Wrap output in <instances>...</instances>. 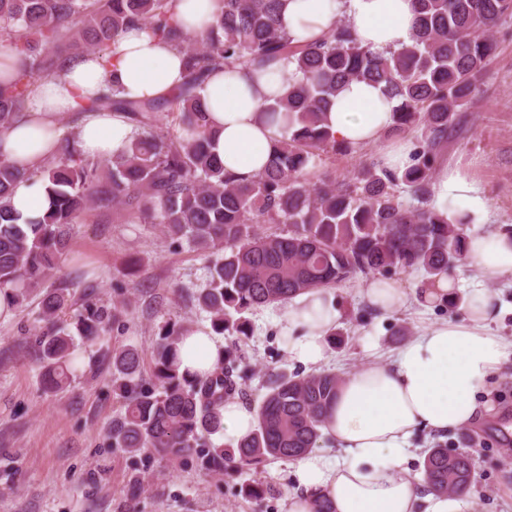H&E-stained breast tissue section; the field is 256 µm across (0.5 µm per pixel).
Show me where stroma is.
<instances>
[{"label":"stroma","instance_id":"stroma-1","mask_svg":"<svg viewBox=\"0 0 512 512\" xmlns=\"http://www.w3.org/2000/svg\"><path fill=\"white\" fill-rule=\"evenodd\" d=\"M498 48L475 95L448 131L445 163L466 168L488 192L491 221L475 225L490 235L512 226V20L498 26ZM380 146L348 156L321 154L314 176L347 179L375 160ZM206 261L187 245L173 243L156 224H141L124 207H93L72 227L71 249L59 261L50 285L76 298L85 291L114 306L120 315L99 343L79 350L80 361L69 385L47 391L38 360L40 292L29 294L13 316L0 320V512H284L294 489L290 463L276 460L264 470L275 495L246 498L253 471L202 470L192 459L158 455L130 456L115 448L108 427L124 409L112 388L107 352L136 348L143 376H151L158 333L166 320L207 324L206 313L190 295L205 285ZM395 280L405 288V307L377 312L365 300L366 278L334 287L340 318L336 340L327 346L325 370L346 375L371 361H388L419 329L437 320H461L462 307L428 303L421 294L426 277L402 272ZM482 283L498 313L491 324L497 335L512 339V276L482 279L466 271L457 291L465 298ZM283 306L254 310L252 334L240 343L248 377L240 401L257 403L271 374L298 368L288 355L278 320ZM487 407L476 422L436 436L420 431L412 445L415 457L404 473L420 478L419 459L435 443L473 450L476 482L462 499L464 512H512V449L493 428L512 419V366L492 377L483 397Z\"/></svg>","mask_w":512,"mask_h":512}]
</instances>
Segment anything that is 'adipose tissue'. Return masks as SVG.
Returning <instances> with one entry per match:
<instances>
[{"label":"adipose tissue","instance_id":"obj_1","mask_svg":"<svg viewBox=\"0 0 512 512\" xmlns=\"http://www.w3.org/2000/svg\"><path fill=\"white\" fill-rule=\"evenodd\" d=\"M345 22L358 43L374 52L409 43L414 31V0H282L279 26L295 39H315L336 22ZM288 66L273 68L258 80L242 73L215 72L204 98L212 150L225 170L240 179L259 173L281 127L264 123L261 104L280 95ZM184 56L144 29L126 31L117 55H87L70 63L61 77L42 81L32 94L28 116L0 130V159L27 177L14 189L11 205L21 220L46 211L47 184L37 173L52 158L61 136L58 119L79 110L88 99L120 88L126 96L156 98L180 85ZM399 102L383 85L347 83L334 97L325 124L337 141L359 148L381 142ZM132 123L120 113L88 112L77 137L84 157L104 160L126 149ZM430 208L451 224H482L490 215L485 188L455 165L436 169ZM466 266L487 276L512 275V231L468 235ZM491 300L476 290L463 322L435 321L398 350L386 364L373 362L345 376L328 411L325 435L336 455L310 452L292 465L296 488L287 512H310L326 499L334 512H462L461 502L429 492L423 481L401 474L412 456L415 432L447 433L471 422L490 379L512 358V340L494 334ZM338 310L325 290L297 295L286 307L280 330L290 358L306 367L326 360L327 336ZM181 370H211L224 342L199 327L178 344Z\"/></svg>","mask_w":512,"mask_h":512}]
</instances>
